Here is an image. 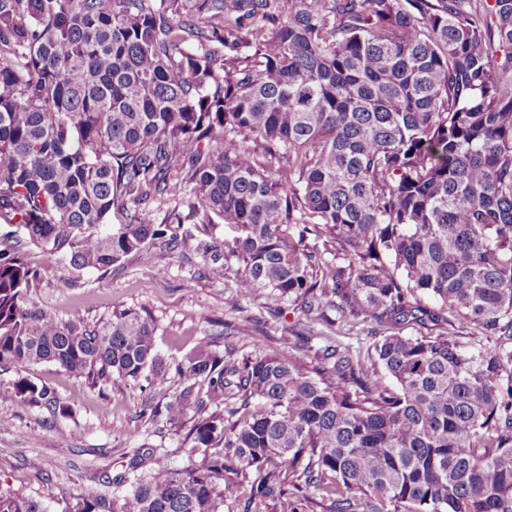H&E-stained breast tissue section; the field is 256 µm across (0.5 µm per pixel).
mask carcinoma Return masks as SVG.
Returning <instances> with one entry per match:
<instances>
[{
    "mask_svg": "<svg viewBox=\"0 0 512 512\" xmlns=\"http://www.w3.org/2000/svg\"><path fill=\"white\" fill-rule=\"evenodd\" d=\"M175 173L241 230L231 308L264 289L343 321L450 310L512 341V0H0V214L25 242L107 273L167 234L112 211ZM320 226L348 246L334 263L307 248ZM34 281L20 244L0 248V366L166 376L149 312L62 321L26 305ZM324 358L240 367L199 342L149 418L193 419L201 463L153 459L128 493L66 512H222L249 485L279 512L312 488L365 512H512V344L391 332ZM13 401L70 412L25 377ZM0 512L44 509L0 494Z\"/></svg>",
    "mask_w": 512,
    "mask_h": 512,
    "instance_id": "1",
    "label": "carcinoma"
}]
</instances>
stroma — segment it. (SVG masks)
<instances>
[{
	"label": "stroma",
	"instance_id": "35a3bbf8",
	"mask_svg": "<svg viewBox=\"0 0 512 512\" xmlns=\"http://www.w3.org/2000/svg\"><path fill=\"white\" fill-rule=\"evenodd\" d=\"M154 223L170 225L172 239L157 240L125 257L111 273L77 270L42 248L27 245L26 259L36 272L27 301L63 320L94 325L121 309H147L157 321V350L177 366L207 340L217 354L254 359L270 354L302 356L307 365L323 360L328 339L337 338L367 352L381 334L372 320L336 312L308 313L298 301L271 304L265 292L228 309L242 270L229 248L238 235L216 214L190 207L187 195L151 197L145 203ZM227 253L224 275L213 278L208 250ZM29 378L50 387L71 407L66 417L40 408L22 409L10 395L14 382ZM176 374L162 384L116 383L104 388L62 373L51 363L0 368V491L42 499L54 491L46 512H63L79 495H119L114 484L128 471L134 451L145 448L162 461L183 467L201 461L203 451L185 444V429L141 414L144 402H163L181 390Z\"/></svg>",
	"mask_w": 512,
	"mask_h": 512
}]
</instances>
